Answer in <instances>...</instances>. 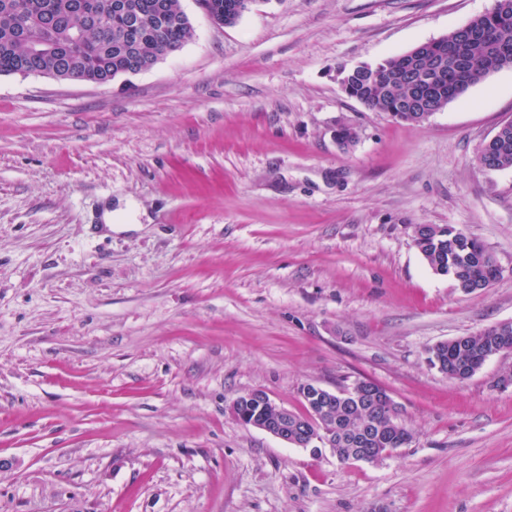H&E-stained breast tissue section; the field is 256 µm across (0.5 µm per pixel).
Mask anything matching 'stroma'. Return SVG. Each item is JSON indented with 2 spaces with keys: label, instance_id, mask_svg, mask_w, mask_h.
Segmentation results:
<instances>
[{
  "label": "stroma",
  "instance_id": "35a3bbf8",
  "mask_svg": "<svg viewBox=\"0 0 512 512\" xmlns=\"http://www.w3.org/2000/svg\"><path fill=\"white\" fill-rule=\"evenodd\" d=\"M493 5L253 0L218 27L180 0L193 36L148 71L0 75V512H512V352L462 382L427 362L512 320V168L477 163L512 68L420 125L338 74ZM419 224L478 238L500 278L456 290ZM359 379L413 435L376 462L230 411Z\"/></svg>",
  "mask_w": 512,
  "mask_h": 512
}]
</instances>
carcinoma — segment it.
Wrapping results in <instances>:
<instances>
[{"mask_svg":"<svg viewBox=\"0 0 512 512\" xmlns=\"http://www.w3.org/2000/svg\"><path fill=\"white\" fill-rule=\"evenodd\" d=\"M101 0H0V75H49L61 70L69 80L91 83L151 69L192 37V24L179 0H120L122 9L105 13ZM212 16L226 26L237 23L241 0H205ZM485 17L471 20L470 32L456 27L425 43L414 56L395 55L377 64L339 67L348 96L376 112L412 125L424 114L448 106L481 82L485 73L512 59V0H495ZM141 16L134 35L127 20ZM499 145L483 150L481 167L512 168V121L499 128ZM414 246L434 274L469 294L489 288L501 275L493 253L477 238L449 225L419 224ZM491 337L479 331L436 344L428 361L449 378L461 367L474 368ZM343 387L336 401H321L326 421L336 429L331 449L351 459L356 448L374 449L370 461L387 448H403L411 432L388 409L377 410Z\"/></svg>","mask_w":512,"mask_h":512,"instance_id":"cac0c4a2","label":"carcinoma"}]
</instances>
